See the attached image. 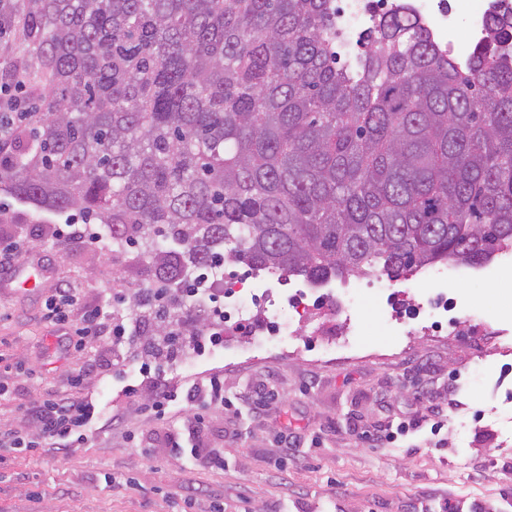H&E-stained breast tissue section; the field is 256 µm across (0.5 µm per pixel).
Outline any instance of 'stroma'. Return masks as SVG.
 I'll return each instance as SVG.
<instances>
[{"mask_svg": "<svg viewBox=\"0 0 512 512\" xmlns=\"http://www.w3.org/2000/svg\"><path fill=\"white\" fill-rule=\"evenodd\" d=\"M0 209L10 221L0 233L26 239L52 274L37 292L0 291V426L31 434L25 407L50 392L67 393V380L83 364L65 353L43 317L42 304L58 283L77 291L79 305L129 314L115 295L130 296L144 278L139 257L111 246L92 250L81 243L58 244L48 227L65 221L57 212L34 213L0 191ZM448 296L462 306L451 333L398 336L389 312L374 296L357 311L359 353L322 354L321 333L341 328L345 314L294 321L287 349L196 361L170 371V378L197 381L224 375L233 397L264 375L276 377L279 396L245 422L230 411L213 410L199 440L221 450V470L187 466L169 444L182 428L181 416L158 421L128 398L139 346L126 355L131 378L97 374L82 395L107 400L105 416L119 417L87 442L64 451L0 449V512H207L219 501L224 512H421L430 504L458 501L477 512H512V349L502 352L485 337L486 357L472 347L471 328L499 329L512 313V277L490 282L461 268ZM446 398L448 425L428 444L382 448L359 436L361 428L396 416H414L426 392ZM298 440L286 450L284 438Z\"/></svg>", "mask_w": 512, "mask_h": 512, "instance_id": "obj_1", "label": "stroma"}]
</instances>
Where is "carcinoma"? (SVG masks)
Wrapping results in <instances>:
<instances>
[{"mask_svg":"<svg viewBox=\"0 0 512 512\" xmlns=\"http://www.w3.org/2000/svg\"><path fill=\"white\" fill-rule=\"evenodd\" d=\"M405 9L352 62L336 0H0V181L95 216L156 288L221 263L319 284L491 260L512 244V17L457 66ZM129 303L156 336L199 329Z\"/></svg>","mask_w":512,"mask_h":512,"instance_id":"1","label":"carcinoma"}]
</instances>
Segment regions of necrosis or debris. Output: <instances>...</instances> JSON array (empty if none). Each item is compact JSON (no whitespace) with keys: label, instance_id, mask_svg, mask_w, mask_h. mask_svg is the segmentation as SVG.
<instances>
[{"label":"necrosis or debris","instance_id":"1","mask_svg":"<svg viewBox=\"0 0 512 512\" xmlns=\"http://www.w3.org/2000/svg\"><path fill=\"white\" fill-rule=\"evenodd\" d=\"M336 31L341 49H348L374 23L377 11L393 8L398 0H336ZM410 14L433 37L449 57L462 60L484 39L488 18L492 11L512 10V0H405ZM455 269L445 263L418 269L419 280L425 281V290L417 292L422 316L418 323L392 317L394 328L409 335L414 329L432 332L455 328L457 319L448 304L447 285ZM224 283V321L215 323L212 312L196 305L192 308L198 322L210 330L221 329L225 334L239 332L249 324L255 313L263 315L262 334L265 342L285 344L289 326L295 318H302L320 309L326 301L346 303L355 310L363 293L360 286L342 281L340 287L330 285L313 287L309 282L285 288L283 272L264 268L237 272L226 266L220 275Z\"/></svg>","mask_w":512,"mask_h":512}]
</instances>
